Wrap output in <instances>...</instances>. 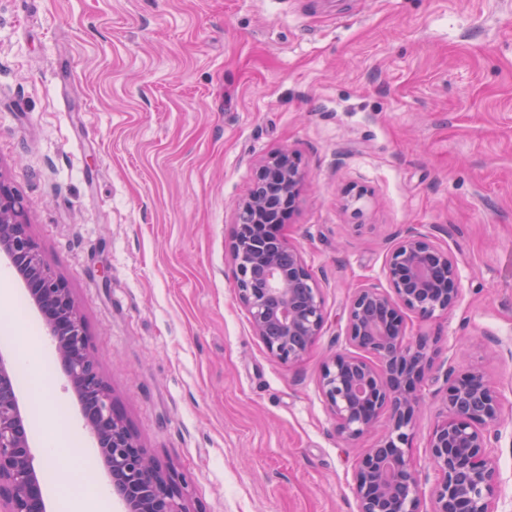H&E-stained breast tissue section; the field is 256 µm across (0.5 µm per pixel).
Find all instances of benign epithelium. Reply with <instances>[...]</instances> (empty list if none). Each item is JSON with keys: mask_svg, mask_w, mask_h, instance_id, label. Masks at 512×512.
Listing matches in <instances>:
<instances>
[{"mask_svg": "<svg viewBox=\"0 0 512 512\" xmlns=\"http://www.w3.org/2000/svg\"><path fill=\"white\" fill-rule=\"evenodd\" d=\"M305 178L298 155L279 150L256 164L252 191L234 209L236 295L254 335L281 364L303 359L325 319L321 289L283 234ZM0 256L14 268L24 259L21 284L82 402L84 426L121 512H190L185 479L146 455L116 409L73 293L46 264L29 233L23 201L1 174ZM385 274L392 293L361 287L349 301L347 338L364 355L335 354L323 367L320 390L346 442L367 432L382 413L391 421L387 434L359 456L354 484L359 512H419L421 489L409 451L421 407L418 387L432 348L422 337L406 338L401 310L421 317L451 311L459 297V261L430 236L409 232L389 250ZM9 365L0 354V512H47L41 468ZM443 401L446 414L426 449L438 475L432 512H494L498 483L490 448L499 439L501 399L479 370L470 369L448 377Z\"/></svg>", "mask_w": 512, "mask_h": 512, "instance_id": "1", "label": "benign epithelium"}]
</instances>
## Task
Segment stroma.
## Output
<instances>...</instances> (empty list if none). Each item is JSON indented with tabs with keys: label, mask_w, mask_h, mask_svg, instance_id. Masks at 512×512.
Masks as SVG:
<instances>
[{
	"label": "stroma",
	"mask_w": 512,
	"mask_h": 512,
	"mask_svg": "<svg viewBox=\"0 0 512 512\" xmlns=\"http://www.w3.org/2000/svg\"><path fill=\"white\" fill-rule=\"evenodd\" d=\"M280 149L307 172L284 233L326 315L291 365L253 334L231 258L233 207ZM0 171L190 512H357L358 451L389 418L345 444L320 375L350 348L354 290L389 291V248L432 236L461 285L448 315L403 313L435 348L410 451L420 512L447 371L473 364L502 400L495 508L512 512V0H0ZM1 274L0 351L32 378L17 394L49 512L68 510L64 468L118 512L44 325Z\"/></svg>",
	"instance_id": "stroma-1"
}]
</instances>
